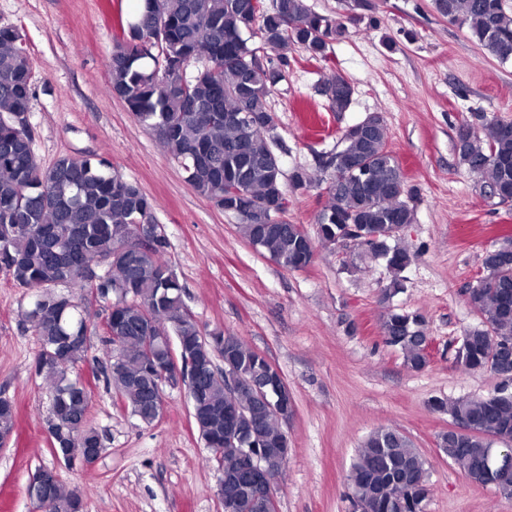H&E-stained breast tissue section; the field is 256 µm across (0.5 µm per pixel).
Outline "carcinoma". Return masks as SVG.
I'll use <instances>...</instances> for the list:
<instances>
[{"label": "carcinoma", "mask_w": 512, "mask_h": 512, "mask_svg": "<svg viewBox=\"0 0 512 512\" xmlns=\"http://www.w3.org/2000/svg\"><path fill=\"white\" fill-rule=\"evenodd\" d=\"M433 2L484 52L501 62L512 60V11L505 0ZM345 32L344 21L314 11L307 0H273L269 8L263 0H140L138 15L106 61L107 87L155 134L196 194L233 215L241 235L281 268H306L318 248L332 249L348 234L383 260L391 281L379 298L381 337L400 351L407 368L421 370L428 363L426 319L389 304L403 290L404 272L414 261L394 226L413 223L416 194L387 149L381 113L368 114L361 132L357 123L347 127L327 157L328 201L317 217V237L281 220L286 190L266 122L269 96L285 80L286 51L297 47L310 59L325 61ZM247 33L278 51L277 59L260 54ZM320 92L331 111L344 112L353 89L335 73ZM33 98L23 35L13 25H0V248L13 258L11 278L18 285L63 283L76 289L42 295L25 313L39 344L36 373L59 398L58 424H48L55 436L52 454L75 458L103 448L88 422L91 392L72 377L89 349L88 295L119 306L122 361L116 371L104 366L102 374L106 386L146 425L157 420L148 382L168 362L167 352L147 340L157 332L174 337L179 359L194 362L213 359L201 337L224 336V359L258 382L278 383L265 354L238 336L203 330L188 313L183 286L166 261L168 239L145 242L136 256L111 260L99 274L89 269L99 252L131 238L136 225L156 223V203L105 159L63 154L52 165L40 166L35 132L28 127ZM479 121L478 127L468 122L456 127L459 164L478 176L498 203L511 205L512 129L494 116L481 115ZM482 266L483 275L467 289L479 323L465 331L455 354L464 372L492 371L498 348L512 347V239L487 248ZM430 407L453 423L473 424L468 433L440 434L438 446L471 483L488 485L493 465L487 449L512 435V391L504 392L499 384L481 397L434 398ZM197 408L206 417L192 424L207 442L232 408L224 373L214 372L201 383ZM15 421L13 402L0 397V431L15 429ZM255 445L271 467H281L288 433L277 417H266ZM215 453L224 465V492L244 494L239 449L224 444ZM347 484L358 499L357 512H423L426 460L405 434L380 427L363 440ZM46 496L52 512L83 510L81 494L61 480L49 486Z\"/></svg>", "instance_id": "1"}]
</instances>
